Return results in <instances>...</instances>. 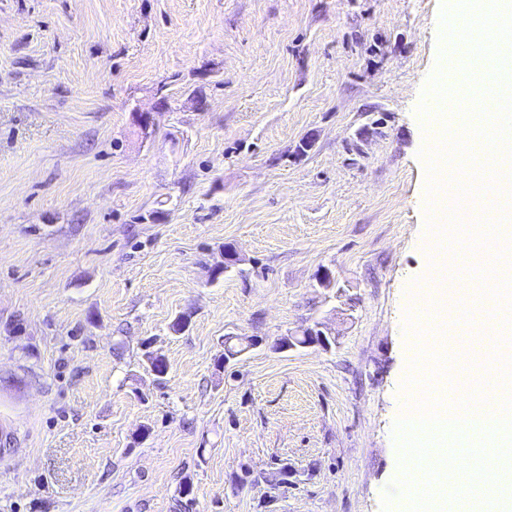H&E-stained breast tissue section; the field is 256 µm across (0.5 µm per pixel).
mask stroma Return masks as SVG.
<instances>
[{
  "label": "stroma",
  "instance_id": "1",
  "mask_svg": "<svg viewBox=\"0 0 512 512\" xmlns=\"http://www.w3.org/2000/svg\"><path fill=\"white\" fill-rule=\"evenodd\" d=\"M440 9L0 0V512H383ZM470 253L452 402L512 354L474 315L512 268ZM298 336H287L284 337L282 340L288 338V350L294 349L297 346L300 347H311V346H320L323 349L329 348L330 343L328 340L327 335L325 332L321 329V324L316 323L314 327H310L309 329H306L303 334V341L301 343L296 341V338ZM293 341L296 342L297 346L293 344Z\"/></svg>",
  "mask_w": 512,
  "mask_h": 512
}]
</instances>
